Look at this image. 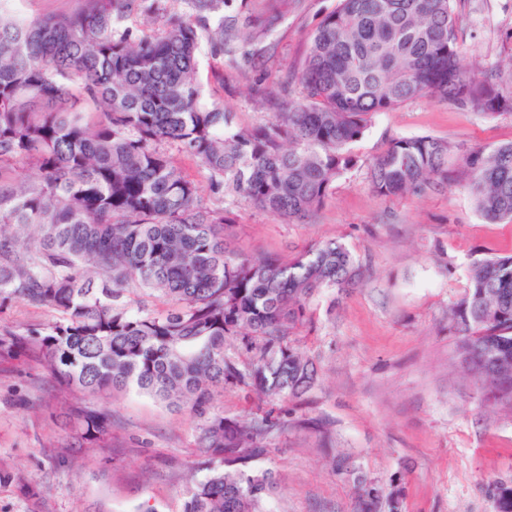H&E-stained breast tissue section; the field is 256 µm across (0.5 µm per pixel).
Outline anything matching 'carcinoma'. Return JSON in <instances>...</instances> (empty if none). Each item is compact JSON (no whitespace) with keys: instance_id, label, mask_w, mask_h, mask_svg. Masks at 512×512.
Returning a JSON list of instances; mask_svg holds the SVG:
<instances>
[{"instance_id":"obj_1","label":"carcinoma","mask_w":512,"mask_h":512,"mask_svg":"<svg viewBox=\"0 0 512 512\" xmlns=\"http://www.w3.org/2000/svg\"><path fill=\"white\" fill-rule=\"evenodd\" d=\"M184 2L187 13L77 0L32 18L0 6V306L59 314L0 319V357H37L63 388L101 401L135 388L189 412L202 437L182 512H268L278 478L256 462L317 383L296 333L313 327L315 296L357 288L364 272L336 240L289 259L229 252L224 199L302 223L357 164L349 146L374 115L428 96L494 116L512 112V91L462 67L453 0H339L294 72L299 97L271 100L264 124L241 128L205 99L198 53L205 38L233 55L251 34L225 14L233 0ZM159 14L156 33L132 23ZM279 15L264 0L246 26L263 32ZM171 147L206 173L209 196ZM368 174L385 197L457 179L484 218L512 222V142L473 149L454 177L447 141L396 137ZM468 283L448 311L457 363L480 382V406L512 414V255L474 262ZM226 386L262 407L244 419L212 410ZM70 419L92 448L112 429L105 406ZM332 464L353 480L358 512H400V490ZM2 480L35 494L23 474L0 468ZM490 493L496 512H512L511 481ZM59 315L55 312L38 309L23 304H14L3 317L15 323H47L55 320Z\"/></svg>"}]
</instances>
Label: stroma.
Segmentation results:
<instances>
[{"label":"stroma","mask_w":512,"mask_h":512,"mask_svg":"<svg viewBox=\"0 0 512 512\" xmlns=\"http://www.w3.org/2000/svg\"><path fill=\"white\" fill-rule=\"evenodd\" d=\"M339 0H280L282 19L253 37L236 63L199 52L198 79L241 127L265 122L269 92L287 87L310 36ZM463 65L512 87V0H453ZM447 141L448 166L476 147L512 142V112L492 117L422 97L374 116L351 144L356 167L335 183L317 216L289 224L225 200L233 217L228 250L288 258L336 239L360 259L366 277L337 298L317 296L313 329L297 334L320 374L296 414L326 421L337 451L383 487L399 486L401 512H495L488 488L512 481V414L482 411L479 391L455 363L448 309L465 293L478 258L512 254V223L482 217L459 183L388 198L369 182V162L394 137ZM72 393L42 361L0 360V467L30 478L35 497L0 484V512H182L183 475L201 424L188 412L134 390L108 406L107 448H70L63 408ZM264 467L279 487L272 512H355L352 480L334 471L317 433L292 428Z\"/></svg>","instance_id":"stroma-1"}]
</instances>
